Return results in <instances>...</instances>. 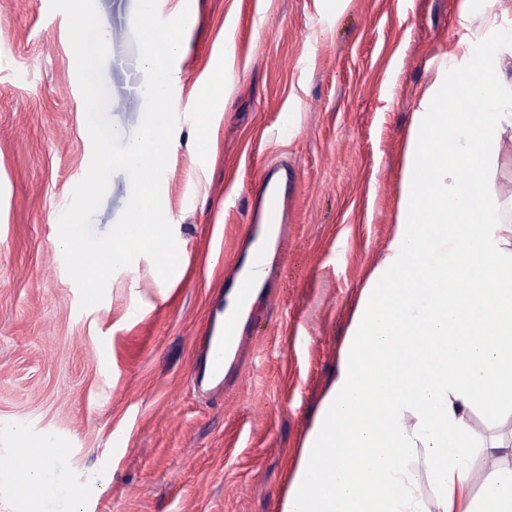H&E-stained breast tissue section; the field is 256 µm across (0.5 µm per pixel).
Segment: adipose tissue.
Masks as SVG:
<instances>
[{
    "label": "adipose tissue",
    "instance_id": "1",
    "mask_svg": "<svg viewBox=\"0 0 512 512\" xmlns=\"http://www.w3.org/2000/svg\"><path fill=\"white\" fill-rule=\"evenodd\" d=\"M470 37L438 69L407 133L392 235L359 291L336 373L281 512H512V219L490 183L512 142V28L458 0ZM482 103L486 111L472 113ZM439 275L419 287L425 265ZM385 408H369V392ZM486 471L470 495L473 458ZM430 494H423L422 484ZM469 423L477 433L487 437L502 434L496 431L508 432L512 429V407L511 410L508 407L505 408L503 415L494 424L487 422L478 412L469 414Z\"/></svg>",
    "mask_w": 512,
    "mask_h": 512
}]
</instances>
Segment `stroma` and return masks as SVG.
<instances>
[{
    "mask_svg": "<svg viewBox=\"0 0 512 512\" xmlns=\"http://www.w3.org/2000/svg\"><path fill=\"white\" fill-rule=\"evenodd\" d=\"M133 56L136 0H95ZM188 10L173 65L178 117L161 203L181 273L155 305L138 256L87 309L59 218L92 156L68 19L50 0H0V512H280L300 444L336 372L351 308L395 221L412 116L466 35L457 0H158ZM107 115L126 133L144 103L105 65ZM205 94L222 118L200 124ZM287 160L295 198L286 269L250 306L254 341L236 399L193 377L198 336L235 292L225 251L250 225L267 164ZM131 195L115 173L92 219L106 233ZM279 287L281 310L263 305ZM56 442V496L31 503L4 431Z\"/></svg>",
    "mask_w": 512,
    "mask_h": 512,
    "instance_id": "1",
    "label": "stroma"
}]
</instances>
